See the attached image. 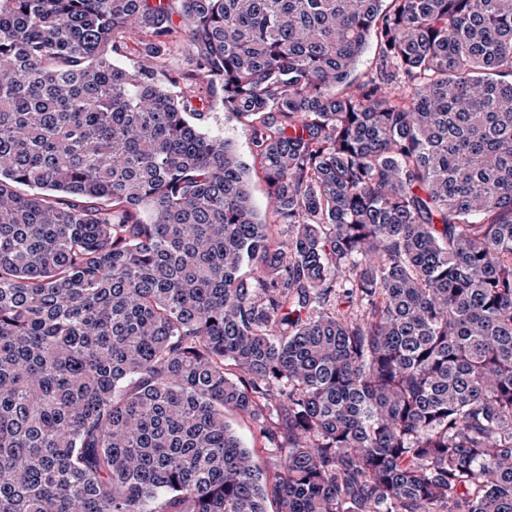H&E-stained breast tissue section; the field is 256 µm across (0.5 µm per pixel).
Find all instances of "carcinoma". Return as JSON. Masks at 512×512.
I'll list each match as a JSON object with an SVG mask.
<instances>
[{
    "instance_id": "carcinoma-1",
    "label": "carcinoma",
    "mask_w": 512,
    "mask_h": 512,
    "mask_svg": "<svg viewBox=\"0 0 512 512\" xmlns=\"http://www.w3.org/2000/svg\"><path fill=\"white\" fill-rule=\"evenodd\" d=\"M271 498L512 512V0H0V512ZM206 109L202 130L208 135L230 140L240 159L251 167L252 148L243 122L236 115L224 112V105L219 98H212ZM229 421L233 424V427L244 444L255 450V460L259 468L265 474H268L272 469L275 455H277L276 450L272 448H263L261 439L258 438L256 431L250 422L236 417H232Z\"/></svg>"
}]
</instances>
